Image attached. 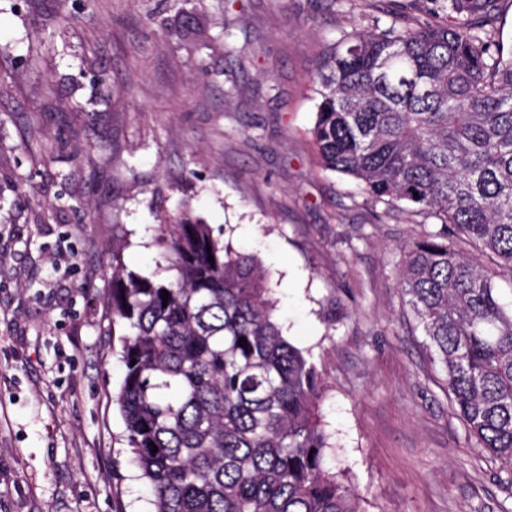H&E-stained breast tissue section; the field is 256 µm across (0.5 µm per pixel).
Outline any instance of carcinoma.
I'll list each match as a JSON object with an SVG mask.
<instances>
[{
    "mask_svg": "<svg viewBox=\"0 0 512 512\" xmlns=\"http://www.w3.org/2000/svg\"><path fill=\"white\" fill-rule=\"evenodd\" d=\"M435 2L443 24L372 23L331 47L311 133L368 206L438 225L401 249L399 287L452 410L512 487V302L497 284L512 280V52L499 0ZM157 232L173 276L129 268L118 234L108 293L115 401L155 512H363L327 467L322 380L285 337L258 257L186 213ZM499 7V20L496 25L500 42L504 47V54H507L512 50V0L500 1Z\"/></svg>",
    "mask_w": 512,
    "mask_h": 512,
    "instance_id": "1",
    "label": "carcinoma"
}]
</instances>
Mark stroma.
<instances>
[{"label": "stroma", "mask_w": 512, "mask_h": 512, "mask_svg": "<svg viewBox=\"0 0 512 512\" xmlns=\"http://www.w3.org/2000/svg\"><path fill=\"white\" fill-rule=\"evenodd\" d=\"M0 0V512H153L112 402V240L163 274L180 212L253 251L325 383L330 466L365 512H512L397 285L425 225L324 169L312 75L432 0Z\"/></svg>", "instance_id": "stroma-1"}]
</instances>
